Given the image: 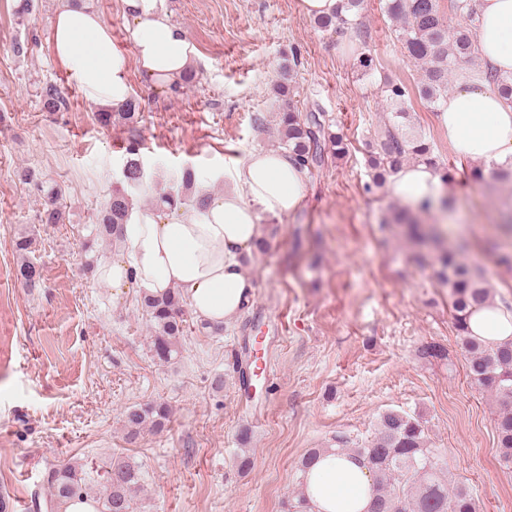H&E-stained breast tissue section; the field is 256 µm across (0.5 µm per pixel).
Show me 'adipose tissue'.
Wrapping results in <instances>:
<instances>
[{
	"instance_id": "ef3b65f1",
	"label": "adipose tissue",
	"mask_w": 512,
	"mask_h": 512,
	"mask_svg": "<svg viewBox=\"0 0 512 512\" xmlns=\"http://www.w3.org/2000/svg\"><path fill=\"white\" fill-rule=\"evenodd\" d=\"M478 58L483 70L512 75V0H474ZM130 21L132 54L112 42L90 0H62L50 23L54 56L93 104L122 108L132 88L128 64L153 86L179 87L192 70L197 49L171 22L167 0H122ZM437 121L456 155L478 164L512 161V102L492 84L460 73ZM307 171L284 149L250 153L236 169L234 187L209 192L207 176L198 191L204 210L174 216L152 208L134 211L123 229L126 260L101 264L98 278L113 287L134 284L150 294L178 290L197 318L220 326L234 322L254 290L245 262L261 237L262 215L295 211L304 198ZM391 195L416 205L437 200L443 182L437 170L419 163L391 177ZM473 335L500 343L512 339V314L483 309L469 321ZM305 512H368L372 476L367 467L333 451L323 453L302 477Z\"/></svg>"
}]
</instances>
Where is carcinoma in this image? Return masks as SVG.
Here are the masks:
<instances>
[{"instance_id":"cac0c4a2","label":"carcinoma","mask_w":512,"mask_h":512,"mask_svg":"<svg viewBox=\"0 0 512 512\" xmlns=\"http://www.w3.org/2000/svg\"><path fill=\"white\" fill-rule=\"evenodd\" d=\"M361 0H341L336 13L318 19L324 29L341 30L352 25ZM449 15L459 16L469 24L453 26L440 9V0H386L388 17L398 23V38L408 57L424 71L425 80L418 88L419 96L429 103L440 106L448 98V76L468 63L477 54L473 30L477 17L471 0H449ZM387 100L398 106L393 119L377 137L375 151L369 158L377 184L384 185L398 170L411 163H427L436 168L443 182L453 180V175L443 166L435 154L433 144L412 134L406 125L407 112L402 108L409 96L403 84L385 85ZM63 104V96L54 85L43 92V107L56 112ZM139 102L132 97L123 112H98L96 118L103 125L121 121L129 129L136 127ZM281 145L297 162L307 168L322 163L326 147L339 156L345 153L341 137L326 131L315 113L302 115L293 109L281 113ZM25 183H35L43 196L40 221L43 224H61L65 210L61 203L62 193L54 185H48L28 169L17 172ZM144 174L137 159L126 162L123 185L112 190L106 206L95 224V237L103 235L122 237L123 225L129 223L133 209L132 193L143 184ZM181 188L163 191L154 199L155 206L172 211L184 204L181 189L192 184V174L183 172L176 178ZM388 224L407 226L410 236L422 248L416 259L423 262L427 254L423 250L437 252L439 281L448 288V299L453 326L465 350L468 376L480 389L495 394L500 409L495 417L497 444L500 457L507 466L512 465V341L493 344L472 335L469 320L472 314L483 308L495 306L488 281L483 272L464 263L458 254L442 246L434 245L436 236L425 225L418 223L412 210L399 203L388 208ZM32 240L26 236L17 238L13 248L18 255L15 276L29 289L41 286L43 275L28 258ZM141 305L153 328L152 352L161 362H169L179 354L178 343L186 333L181 296L176 291L162 294H143ZM169 408L165 403H149L132 407L125 413V426L132 437L141 432L164 428L169 420ZM336 451L363 461L373 475L374 499L370 512H395L402 506L403 512H477L472 492L463 486L448 488L435 461L434 450L429 448L425 430L419 420L396 411L379 417L377 432L365 445L351 448L349 440L336 437ZM46 485V512H65L75 500H92L98 512H134V495L140 488L141 474L126 462H108L99 471L86 463L67 461L49 468Z\"/></svg>"}]
</instances>
